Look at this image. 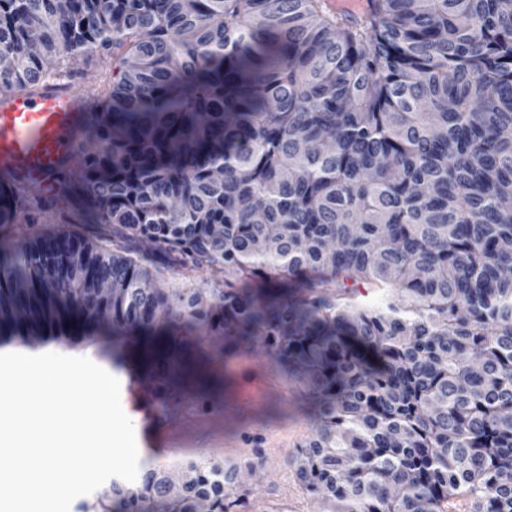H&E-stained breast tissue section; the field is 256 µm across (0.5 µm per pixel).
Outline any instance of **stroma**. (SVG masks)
Segmentation results:
<instances>
[{
	"label": "stroma",
	"mask_w": 512,
	"mask_h": 512,
	"mask_svg": "<svg viewBox=\"0 0 512 512\" xmlns=\"http://www.w3.org/2000/svg\"><path fill=\"white\" fill-rule=\"evenodd\" d=\"M78 75L72 86L87 101H95L112 84V58L96 52L85 53L71 63ZM187 394H196L202 380H210L209 406L222 414L221 425L201 421L193 459H233L253 464V472L242 475L244 494L237 512H328L318 497L299 483L293 458L314 433V425L301 406L302 390L286 378H279L271 393L265 395L260 411L244 409L239 394L247 385L236 360L191 363L185 369Z\"/></svg>",
	"instance_id": "obj_1"
}]
</instances>
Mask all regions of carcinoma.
Wrapping results in <instances>:
<instances>
[{"mask_svg":"<svg viewBox=\"0 0 512 512\" xmlns=\"http://www.w3.org/2000/svg\"><path fill=\"white\" fill-rule=\"evenodd\" d=\"M88 50L112 87L59 193L0 170V345L105 326L161 415L192 352L259 346L314 406L296 476L332 512H512V0H0V94ZM203 267L207 299L151 287ZM181 470L80 512H236L241 465Z\"/></svg>","mask_w":512,"mask_h":512,"instance_id":"cac0c4a2","label":"carcinoma"}]
</instances>
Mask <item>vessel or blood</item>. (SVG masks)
Wrapping results in <instances>:
<instances>
[{
  "label": "vessel or blood",
  "mask_w": 512,
  "mask_h": 512,
  "mask_svg": "<svg viewBox=\"0 0 512 512\" xmlns=\"http://www.w3.org/2000/svg\"><path fill=\"white\" fill-rule=\"evenodd\" d=\"M84 105V96L68 84L50 85L35 95L23 92L0 99V168L21 169L45 190H54L51 172L77 147ZM238 364L252 375L242 395L244 406L251 411L260 410L263 396L274 381L253 354L240 355ZM120 385L126 402L140 414L136 437L141 448L152 455L168 456L192 447L201 413L157 415L151 404L143 400L138 370H123Z\"/></svg>",
  "instance_id": "b4317fda"
}]
</instances>
